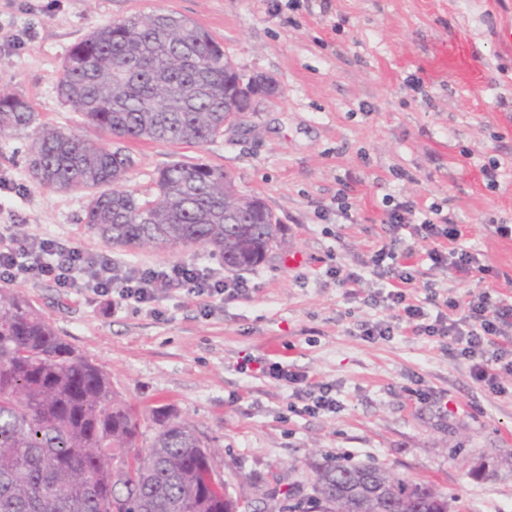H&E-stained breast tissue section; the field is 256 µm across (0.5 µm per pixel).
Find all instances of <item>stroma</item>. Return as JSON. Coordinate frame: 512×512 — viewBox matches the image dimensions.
Returning a JSON list of instances; mask_svg holds the SVG:
<instances>
[{
  "label": "stroma",
  "mask_w": 512,
  "mask_h": 512,
  "mask_svg": "<svg viewBox=\"0 0 512 512\" xmlns=\"http://www.w3.org/2000/svg\"><path fill=\"white\" fill-rule=\"evenodd\" d=\"M160 10L205 28L239 71L277 89L206 145L126 141L135 159L126 188L153 198L158 171L175 161L221 168L272 210L280 243L238 271L248 297L206 308L180 291L137 310L48 279L15 288L107 371L139 413L141 446L159 428L158 409L191 422L216 451L227 493L258 512H282L277 483L310 485L334 460L430 481L448 512H512V398L476 384L438 343L406 332L365 340L360 324L388 311L349 297L328 273L368 261L387 206L410 200L466 225L480 261L504 274L462 282L423 264L417 299L512 289V239L488 230L512 225V0H0V88L37 116L0 136V238L21 231L104 254L120 276L211 263L205 247L105 245L84 222L85 192L39 186L27 163L37 128L97 137L57 91L71 47L112 20ZM492 159L491 187L480 168ZM342 190L348 221L336 215ZM246 357L333 384L336 410L297 414L292 388L239 372Z\"/></svg>",
  "instance_id": "stroma-1"
}]
</instances>
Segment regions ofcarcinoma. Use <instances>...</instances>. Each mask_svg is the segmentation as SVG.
I'll return each instance as SVG.
<instances>
[{
	"instance_id": "carcinoma-1",
	"label": "carcinoma",
	"mask_w": 512,
	"mask_h": 512,
	"mask_svg": "<svg viewBox=\"0 0 512 512\" xmlns=\"http://www.w3.org/2000/svg\"><path fill=\"white\" fill-rule=\"evenodd\" d=\"M233 71L218 41L176 12L115 20L92 30L64 61L58 93L99 134L44 128L30 166L42 185L88 192L85 224L120 249L208 247L230 270L253 268L277 245L281 224L231 176L206 163L158 171L155 198L122 188L135 165L112 137L203 146L240 117L224 83ZM28 102L0 93V135L29 128ZM152 443L112 390L16 288L0 287V512H249L226 494L208 445L165 411ZM311 493L286 498L320 512H448L433 485L382 466L336 461Z\"/></svg>"
}]
</instances>
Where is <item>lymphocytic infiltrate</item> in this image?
Instances as JSON below:
<instances>
[{
	"instance_id": "f902f5d3",
	"label": "lymphocytic infiltrate",
	"mask_w": 512,
	"mask_h": 512,
	"mask_svg": "<svg viewBox=\"0 0 512 512\" xmlns=\"http://www.w3.org/2000/svg\"><path fill=\"white\" fill-rule=\"evenodd\" d=\"M383 222L389 239L373 252L367 266L373 276L384 280V288L366 296L360 274L352 272L341 280L352 297H365L367 304L393 314L389 321L365 323L363 336L385 339L403 328L414 336L445 339L449 355L466 361L474 382L495 394L512 396V386L502 383L503 376L512 377V295L494 296L469 289L442 300L431 294L421 302L412 292L417 258L421 256L415 248L419 241L427 242L422 256L433 267L447 269L462 280L474 275L482 280L496 277V270L482 264L468 246L464 226L445 215L417 218L410 201L395 203L386 210ZM406 235L410 244L395 252L394 243ZM0 278H49L63 288L92 291L115 305L148 304L159 294L177 289L193 297H217L225 302L247 297L250 292L246 281L227 279L223 269L197 263L142 267L120 279L108 256L62 249L52 240L19 233L0 241ZM430 305L435 307V315H428ZM256 368L264 376L305 393L302 413L335 411L333 385L311 381L307 374L279 362Z\"/></svg>"
}]
</instances>
